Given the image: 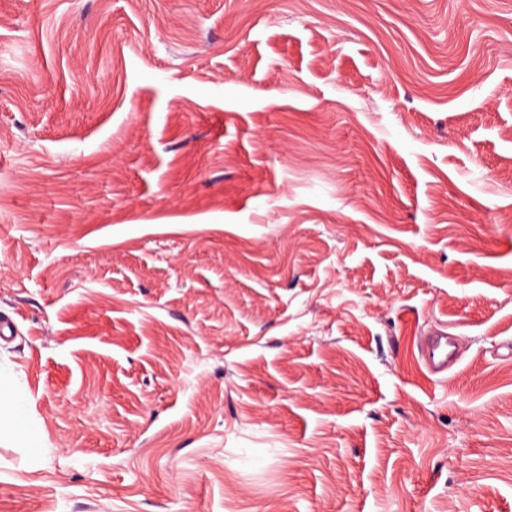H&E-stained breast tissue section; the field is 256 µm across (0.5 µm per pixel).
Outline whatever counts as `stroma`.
I'll use <instances>...</instances> for the list:
<instances>
[{
	"mask_svg": "<svg viewBox=\"0 0 512 512\" xmlns=\"http://www.w3.org/2000/svg\"><path fill=\"white\" fill-rule=\"evenodd\" d=\"M2 317L0 512H512V0H0ZM439 334L428 339L422 350V358L431 375L448 371L454 363V350L451 337ZM4 412L8 421L11 437L22 445L27 452L34 455L41 448L40 432L29 414L21 407L17 396L9 387L0 389V414Z\"/></svg>",
	"mask_w": 512,
	"mask_h": 512,
	"instance_id": "stroma-1",
	"label": "stroma"
}]
</instances>
